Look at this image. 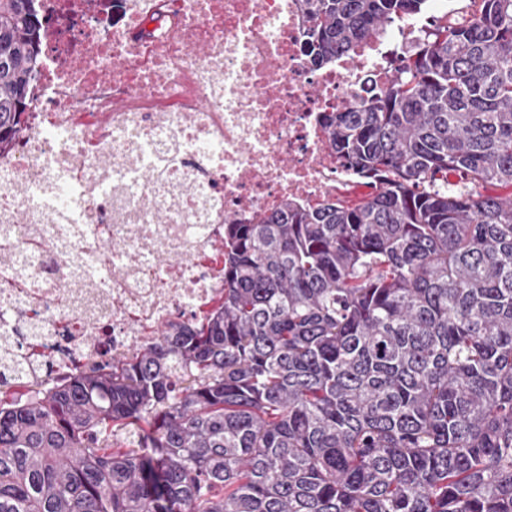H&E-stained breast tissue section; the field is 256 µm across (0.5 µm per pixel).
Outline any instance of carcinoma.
Returning <instances> with one entry per match:
<instances>
[{
	"label": "carcinoma",
	"mask_w": 512,
	"mask_h": 512,
	"mask_svg": "<svg viewBox=\"0 0 512 512\" xmlns=\"http://www.w3.org/2000/svg\"><path fill=\"white\" fill-rule=\"evenodd\" d=\"M0 0V152L43 20ZM323 126L370 188L224 224V293L53 386L0 377V512H512V0ZM323 67L427 0H306Z\"/></svg>",
	"instance_id": "carcinoma-1"
}]
</instances>
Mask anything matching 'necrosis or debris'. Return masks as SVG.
<instances>
[{"label": "necrosis or debris", "instance_id": "4bbe7bcc", "mask_svg": "<svg viewBox=\"0 0 512 512\" xmlns=\"http://www.w3.org/2000/svg\"><path fill=\"white\" fill-rule=\"evenodd\" d=\"M38 5L25 134L0 154V333L53 381L207 310L226 220L359 190L322 116L385 86L422 32L319 68L305 0Z\"/></svg>", "mask_w": 512, "mask_h": 512}]
</instances>
